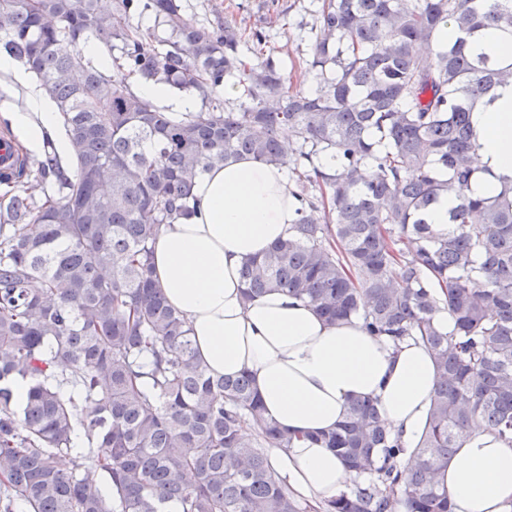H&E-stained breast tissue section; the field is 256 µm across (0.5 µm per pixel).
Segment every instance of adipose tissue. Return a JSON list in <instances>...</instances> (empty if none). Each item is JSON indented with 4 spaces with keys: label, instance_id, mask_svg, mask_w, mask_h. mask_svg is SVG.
I'll return each instance as SVG.
<instances>
[{
    "label": "adipose tissue",
    "instance_id": "ef3b65f1",
    "mask_svg": "<svg viewBox=\"0 0 512 512\" xmlns=\"http://www.w3.org/2000/svg\"><path fill=\"white\" fill-rule=\"evenodd\" d=\"M21 103L8 119L19 139L40 147L45 136L59 155L69 141L53 103L21 66L0 57V78ZM484 176L474 189L488 194L512 179V90L474 112ZM191 217L161 225L153 247L154 277L186 320L198 357L215 376L248 374L267 415L295 438L267 450L274 475L292 494L326 503L350 484L335 451L312 435L336 429L351 400L377 399L383 419L413 450L436 389V365L418 338L399 345L368 334L355 318L328 323L308 302L272 290L248 302L243 264L286 239L299 201L285 167L248 157L214 167L194 188ZM440 479L454 512H512V444L475 425Z\"/></svg>",
    "mask_w": 512,
    "mask_h": 512
}]
</instances>
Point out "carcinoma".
Segmentation results:
<instances>
[{"instance_id": "carcinoma-1", "label": "carcinoma", "mask_w": 512, "mask_h": 512, "mask_svg": "<svg viewBox=\"0 0 512 512\" xmlns=\"http://www.w3.org/2000/svg\"><path fill=\"white\" fill-rule=\"evenodd\" d=\"M137 13L168 26L162 50L121 24ZM489 31L512 40V0H321L308 93L286 87L262 32L200 26L178 0H0V53L54 101L74 163L47 137L0 175V512H453L438 474L471 426L512 443V182L473 191L472 113L512 85V54L476 49ZM89 40L203 108L173 119L87 59ZM226 83L247 101L214 98ZM324 154L335 166L316 165ZM242 157L289 167L300 202L288 238L242 267L245 299L286 290L435 355L410 458L369 398L316 438L353 472L318 507L274 476L266 448L292 438L249 377L208 373L153 276L159 226L190 217L195 181ZM444 195L456 229L440 237L425 215Z\"/></svg>"}]
</instances>
